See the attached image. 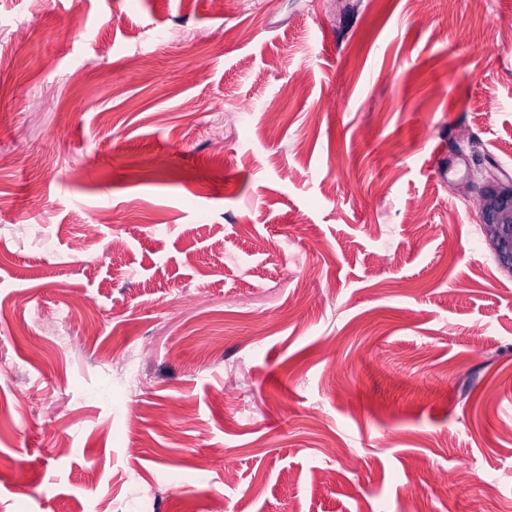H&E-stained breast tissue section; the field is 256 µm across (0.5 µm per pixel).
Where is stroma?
Returning <instances> with one entry per match:
<instances>
[{
    "instance_id": "35a3bbf8",
    "label": "stroma",
    "mask_w": 512,
    "mask_h": 512,
    "mask_svg": "<svg viewBox=\"0 0 512 512\" xmlns=\"http://www.w3.org/2000/svg\"><path fill=\"white\" fill-rule=\"evenodd\" d=\"M484 174L512 0H0V512H512Z\"/></svg>"
}]
</instances>
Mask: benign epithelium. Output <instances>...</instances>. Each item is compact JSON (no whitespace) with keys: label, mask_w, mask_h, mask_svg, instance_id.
I'll return each mask as SVG.
<instances>
[{"label":"benign epithelium","mask_w":512,"mask_h":512,"mask_svg":"<svg viewBox=\"0 0 512 512\" xmlns=\"http://www.w3.org/2000/svg\"><path fill=\"white\" fill-rule=\"evenodd\" d=\"M480 213L485 240L501 266L512 273V178L486 177L480 187Z\"/></svg>","instance_id":"7a95c632"}]
</instances>
